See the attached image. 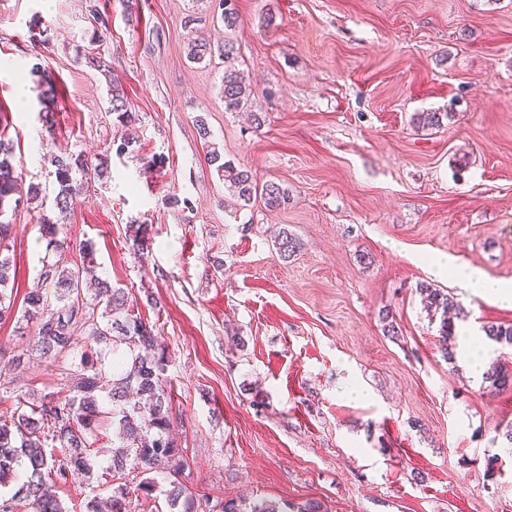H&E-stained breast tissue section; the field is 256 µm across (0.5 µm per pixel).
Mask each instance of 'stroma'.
Listing matches in <instances>:
<instances>
[{
    "label": "stroma",
    "mask_w": 512,
    "mask_h": 512,
    "mask_svg": "<svg viewBox=\"0 0 512 512\" xmlns=\"http://www.w3.org/2000/svg\"><path fill=\"white\" fill-rule=\"evenodd\" d=\"M99 4L126 124L82 56L93 33L85 0H0V119L24 185L53 196L55 154L110 165L61 216L66 252L47 253L37 211L18 212L17 297L43 259L73 266L93 242L98 275L135 297L167 353L183 481L212 502L512 512V387L488 392L463 341L512 324V305L430 264L449 255L512 283V0H235L232 30L210 0ZM189 15L199 36L233 43L253 89L246 111L224 109L222 58L187 60ZM34 22L48 42H30ZM418 112L451 118L418 128ZM208 140L286 187L288 206L233 197ZM131 224L147 225V250L133 248ZM284 230L299 244L287 259L274 243ZM424 284L465 314L455 360ZM37 332L0 321L1 398L71 384L72 362L33 351ZM18 354L26 364L10 370Z\"/></svg>",
    "instance_id": "1"
}]
</instances>
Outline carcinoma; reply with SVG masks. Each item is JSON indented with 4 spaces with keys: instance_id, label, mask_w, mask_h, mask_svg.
Listing matches in <instances>:
<instances>
[{
    "instance_id": "obj_1",
    "label": "carcinoma",
    "mask_w": 512,
    "mask_h": 512,
    "mask_svg": "<svg viewBox=\"0 0 512 512\" xmlns=\"http://www.w3.org/2000/svg\"><path fill=\"white\" fill-rule=\"evenodd\" d=\"M224 27L237 26L239 16L234 0H218ZM87 10L95 23L91 42L103 41L109 30V19L97 0H89ZM214 50L206 42L187 44L186 56L193 63L213 57ZM111 111L119 122L130 119L127 101L115 79L109 80ZM252 89L232 65L224 67V110L237 112L248 105ZM207 144V159L216 166L225 189L248 204L259 197L268 208L288 204V189L276 182L258 185L250 170L224 160L209 141L204 119L196 120ZM13 144L0 137V217L31 206L41 195L37 186L29 188L26 197L19 196L21 176L12 164ZM58 191L53 206L61 213L73 208L80 183L99 178L108 171V158L93 162L83 154L53 156L50 159ZM46 247L57 252L67 247L62 224L46 213L38 219ZM128 237L139 249L148 241L147 226L130 224ZM16 266L13 225L0 220V321L13 317L14 283L11 269ZM84 265L66 267L58 262H45L37 283L25 297L21 319L39 321L34 349L45 358H69L74 354L73 335L78 329L88 332L91 346L81 352L77 374L65 394L48 393L30 400L27 392L18 391L6 410L0 412V486L14 479L20 468L26 469L25 480L6 498L0 496V512H18V505L30 506V512H67L58 497V489L78 475L92 473L98 433L112 428V450L105 470L100 474L111 495L101 503L92 498L84 512H131L130 495L149 498L155 482L148 474L163 471L170 477L165 490L168 512H212L209 495L184 487L177 475L184 467L183 455L170 431L172 396L163 380L167 357L159 349L157 338L145 323L128 293L115 288L107 280L97 282L93 295L83 288ZM427 307L434 311L457 307L454 297L428 285L420 287ZM485 337L512 346V325L483 327ZM112 354V380L105 383L102 362ZM489 390L512 386V371L494 367L485 372ZM112 405L111 412L103 403ZM139 482H134V479ZM219 512H320L316 502L294 503L263 497L224 502Z\"/></svg>"
}]
</instances>
